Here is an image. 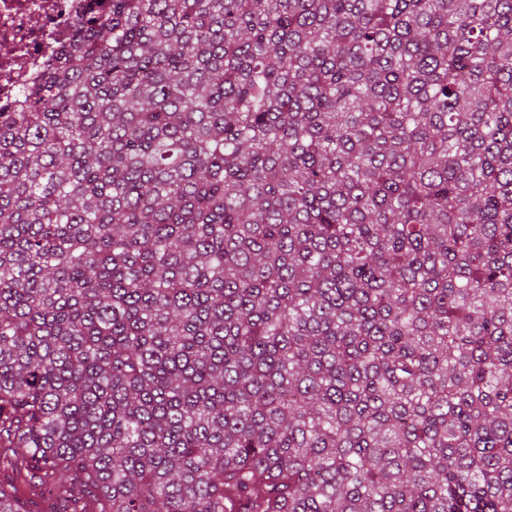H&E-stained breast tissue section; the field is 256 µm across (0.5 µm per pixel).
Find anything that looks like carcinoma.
I'll return each instance as SVG.
<instances>
[{"instance_id": "obj_1", "label": "carcinoma", "mask_w": 512, "mask_h": 512, "mask_svg": "<svg viewBox=\"0 0 512 512\" xmlns=\"http://www.w3.org/2000/svg\"><path fill=\"white\" fill-rule=\"evenodd\" d=\"M2 455L97 512H512V0L88 6L0 111Z\"/></svg>"}]
</instances>
